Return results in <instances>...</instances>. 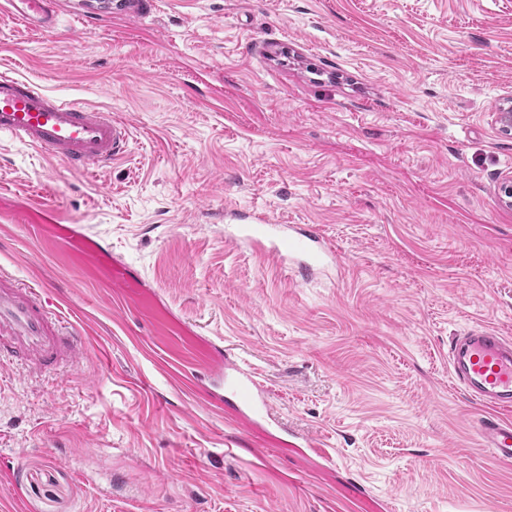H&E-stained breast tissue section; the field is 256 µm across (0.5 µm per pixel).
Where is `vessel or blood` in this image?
Listing matches in <instances>:
<instances>
[{"label": "vessel or blood", "instance_id": "1", "mask_svg": "<svg viewBox=\"0 0 512 512\" xmlns=\"http://www.w3.org/2000/svg\"><path fill=\"white\" fill-rule=\"evenodd\" d=\"M17 21L39 30L55 28L57 0H7ZM0 136L61 161L69 170L102 169L126 157L129 130L111 112L96 111L50 94L41 85L0 72ZM228 239L281 266L310 276L333 251L311 224H277L266 217L237 225ZM82 344L77 329L52 313L40 293L0 273V358L35 372L69 367ZM448 365L455 380L486 407L475 434L493 458L512 463V338L481 328L453 337ZM207 378L232 399V416L257 427L268 411L254 374L212 363Z\"/></svg>", "mask_w": 512, "mask_h": 512}]
</instances>
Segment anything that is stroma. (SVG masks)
I'll list each match as a JSON object with an SVG mask.
<instances>
[{
	"instance_id": "1",
	"label": "stroma",
	"mask_w": 512,
	"mask_h": 512,
	"mask_svg": "<svg viewBox=\"0 0 512 512\" xmlns=\"http://www.w3.org/2000/svg\"><path fill=\"white\" fill-rule=\"evenodd\" d=\"M4 2L0 72L131 137L83 173L0 139V271L86 339L0 361V512H512L448 367L453 336L512 337V0H59L49 32ZM232 210L317 225L334 266L227 244ZM208 349L271 436L204 394ZM211 361V360H210ZM208 381L232 399L231 415L237 421L248 424L251 428L259 425L258 419L268 412L267 402L263 395L261 385L252 372L241 367H234L232 371L225 370L222 363L211 361V367L206 375Z\"/></svg>"
}]
</instances>
